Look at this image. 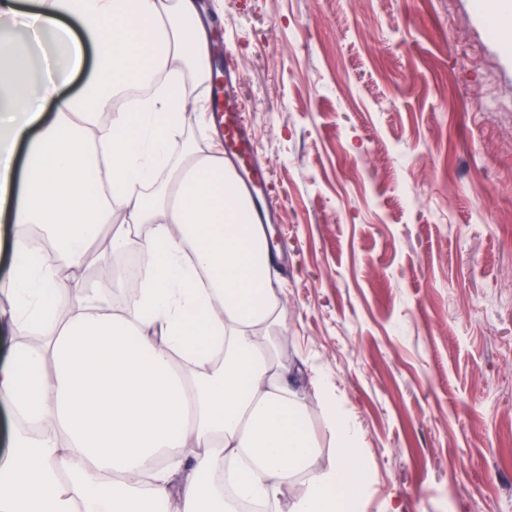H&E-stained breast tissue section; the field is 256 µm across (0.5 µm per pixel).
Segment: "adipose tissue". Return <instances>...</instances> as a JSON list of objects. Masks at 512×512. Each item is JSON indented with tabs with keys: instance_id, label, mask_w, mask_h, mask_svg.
<instances>
[{
	"instance_id": "adipose-tissue-1",
	"label": "adipose tissue",
	"mask_w": 512,
	"mask_h": 512,
	"mask_svg": "<svg viewBox=\"0 0 512 512\" xmlns=\"http://www.w3.org/2000/svg\"><path fill=\"white\" fill-rule=\"evenodd\" d=\"M24 37L0 50V288L11 326L47 321L37 348L0 361V512H231L238 498L286 512H342L363 497L358 442L328 402L337 449L320 459L305 410L267 334L284 304L266 228L224 159L165 123L173 96L205 79L211 22L200 0H0V25ZM51 36L62 72L29 77ZM88 76L75 95L63 79ZM53 118H45V107ZM42 226L55 263L27 242ZM136 245L153 267L123 313L87 297L88 253ZM53 419L24 434L20 415ZM163 461L148 468L154 455ZM300 494H293V487Z\"/></svg>"
}]
</instances>
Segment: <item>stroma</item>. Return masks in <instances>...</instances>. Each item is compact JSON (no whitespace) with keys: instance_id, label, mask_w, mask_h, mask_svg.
Masks as SVG:
<instances>
[{"instance_id":"35a3bbf8","label":"stroma","mask_w":512,"mask_h":512,"mask_svg":"<svg viewBox=\"0 0 512 512\" xmlns=\"http://www.w3.org/2000/svg\"><path fill=\"white\" fill-rule=\"evenodd\" d=\"M482 0H222L276 364L329 382L361 512H512V39ZM322 456L326 402L297 386Z\"/></svg>"}]
</instances>
